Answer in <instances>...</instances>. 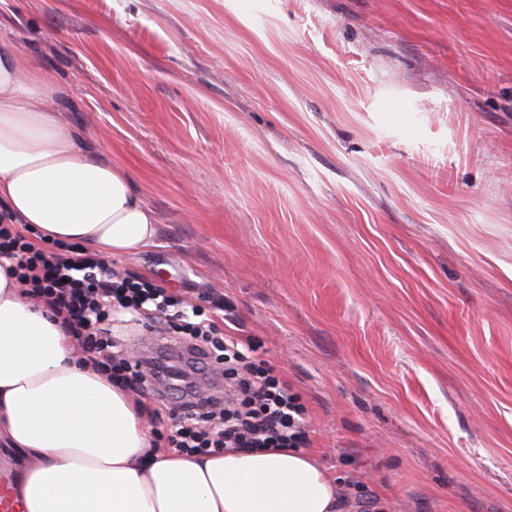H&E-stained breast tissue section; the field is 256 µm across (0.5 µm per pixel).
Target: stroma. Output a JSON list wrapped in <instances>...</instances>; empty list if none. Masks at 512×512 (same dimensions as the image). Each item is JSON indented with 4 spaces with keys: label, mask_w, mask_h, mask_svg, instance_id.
Returning a JSON list of instances; mask_svg holds the SVG:
<instances>
[{
    "label": "stroma",
    "mask_w": 512,
    "mask_h": 512,
    "mask_svg": "<svg viewBox=\"0 0 512 512\" xmlns=\"http://www.w3.org/2000/svg\"><path fill=\"white\" fill-rule=\"evenodd\" d=\"M360 512H512V0H0Z\"/></svg>",
    "instance_id": "1"
}]
</instances>
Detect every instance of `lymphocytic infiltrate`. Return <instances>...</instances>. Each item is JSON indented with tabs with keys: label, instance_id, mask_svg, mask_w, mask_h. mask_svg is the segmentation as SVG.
<instances>
[{
	"label": "lymphocytic infiltrate",
	"instance_id": "1",
	"mask_svg": "<svg viewBox=\"0 0 512 512\" xmlns=\"http://www.w3.org/2000/svg\"><path fill=\"white\" fill-rule=\"evenodd\" d=\"M0 259L26 293L61 316L82 354L112 384L143 391L163 367H141L120 355L112 334L124 314L155 319L162 334L185 345L194 371L216 366L228 386L221 402L197 393L154 391L151 416L169 425L168 442L184 454L220 448H298L307 444L308 410L250 339L223 336L214 320H190L179 299L145 277H122L100 256L71 245L36 246L18 225L0 223Z\"/></svg>",
	"mask_w": 512,
	"mask_h": 512
}]
</instances>
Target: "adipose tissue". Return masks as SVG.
Returning a JSON list of instances; mask_svg holds the SVG:
<instances>
[{"instance_id": "adipose-tissue-1", "label": "adipose tissue", "mask_w": 512, "mask_h": 512, "mask_svg": "<svg viewBox=\"0 0 512 512\" xmlns=\"http://www.w3.org/2000/svg\"><path fill=\"white\" fill-rule=\"evenodd\" d=\"M52 80L0 42V223L130 256L154 210L126 169L50 109ZM0 443L22 462L21 512H338V484L293 448L185 455L153 446L132 397L81 362L49 307L0 267Z\"/></svg>"}]
</instances>
